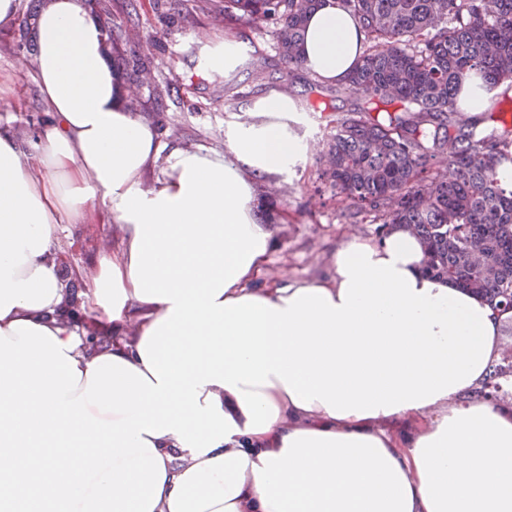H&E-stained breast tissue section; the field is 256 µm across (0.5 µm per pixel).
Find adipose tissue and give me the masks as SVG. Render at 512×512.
I'll list each match as a JSON object with an SVG mask.
<instances>
[{
  "mask_svg": "<svg viewBox=\"0 0 512 512\" xmlns=\"http://www.w3.org/2000/svg\"><path fill=\"white\" fill-rule=\"evenodd\" d=\"M363 33L337 0L308 15L304 66L321 79L347 82ZM34 80L52 121L27 162L15 137L0 131V329L25 320L47 327L61 342L73 329L58 320L65 298L52 249L61 219L73 224L114 222L116 247H102L85 281L82 312L112 334L108 352L142 366L138 346L164 317L166 302H142L130 276L134 222L118 205L129 189L148 198L181 191L180 159L188 150L164 147L155 125L123 103L119 79L107 64L103 24L82 0H49L39 12ZM291 97L268 94L243 120L224 128L220 162L243 180L288 176L315 150L294 130ZM165 161L168 176L144 175ZM264 256L224 292L275 306L298 289L322 288L339 302L344 278L265 282ZM279 410L264 433H238L206 455L193 457L176 435L155 439L166 478L153 512H512V409L462 392L420 408L401 409L397 431L388 417L337 419L321 403L297 407L282 381L262 387Z\"/></svg>",
  "mask_w": 512,
  "mask_h": 512,
  "instance_id": "adipose-tissue-1",
  "label": "adipose tissue"
}]
</instances>
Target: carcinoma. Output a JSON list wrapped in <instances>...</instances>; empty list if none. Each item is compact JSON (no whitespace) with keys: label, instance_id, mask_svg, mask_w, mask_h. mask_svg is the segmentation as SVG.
Here are the masks:
<instances>
[{"label":"carcinoma","instance_id":"obj_1","mask_svg":"<svg viewBox=\"0 0 512 512\" xmlns=\"http://www.w3.org/2000/svg\"><path fill=\"white\" fill-rule=\"evenodd\" d=\"M322 0H197L201 12L224 21L276 23V41L290 68H303L307 15ZM360 23L361 55L338 94L397 101L401 109L374 116L357 107L336 116L321 177L336 189L343 213L369 212L378 232L412 227L425 246V269L486 298L495 309L512 304V189L498 167L512 163V126L491 112V125L457 118L460 84L472 69L487 90L512 89V0H338ZM440 155L444 167L427 168ZM474 247L484 265L473 267ZM61 262L68 303L79 313L78 277ZM84 345L102 350L112 337L84 321ZM477 395L512 407V350L501 354Z\"/></svg>","mask_w":512,"mask_h":512}]
</instances>
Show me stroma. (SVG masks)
Wrapping results in <instances>:
<instances>
[{
    "label": "stroma",
    "mask_w": 512,
    "mask_h": 512,
    "mask_svg": "<svg viewBox=\"0 0 512 512\" xmlns=\"http://www.w3.org/2000/svg\"><path fill=\"white\" fill-rule=\"evenodd\" d=\"M30 0H18L10 25L0 27V81L12 89L0 108V129L29 146L49 117V109L34 81V57L28 45L34 18ZM141 36L152 45V77L137 90L131 109L157 124L164 140L210 154H225L224 127L234 121L254 97L277 88L285 76L294 80V100L302 115L300 128L324 146L338 113L359 104L356 96L336 97L311 89L312 77L288 71L279 55L275 26L255 27L225 23L223 16L191 14L192 0H135ZM223 40L234 36L241 44L255 46V64L224 77L204 72L199 39ZM170 87L163 104H156V89ZM318 156L305 159L288 178L258 180L254 184V211L259 223L268 225L275 244L264 264L263 278L289 275L299 280L331 271L336 249L355 233L377 238L370 214L346 219L340 216L335 191L317 178ZM111 224H61L53 239L72 265L91 267L96 248L112 242Z\"/></svg>",
    "instance_id": "obj_1"
}]
</instances>
